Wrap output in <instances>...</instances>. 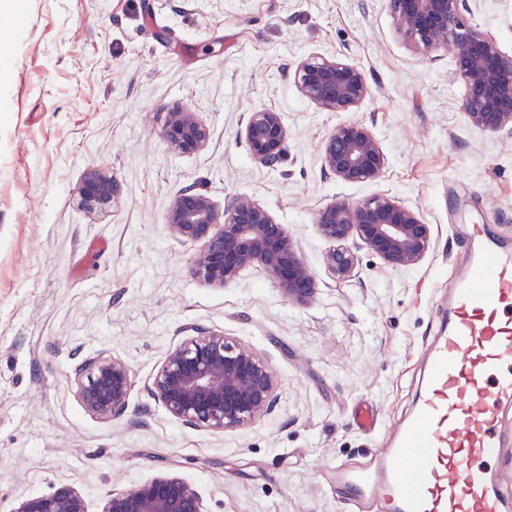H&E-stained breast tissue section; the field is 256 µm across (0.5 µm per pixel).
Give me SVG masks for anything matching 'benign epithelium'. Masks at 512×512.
<instances>
[{"label":"benign epithelium","instance_id":"obj_1","mask_svg":"<svg viewBox=\"0 0 512 512\" xmlns=\"http://www.w3.org/2000/svg\"><path fill=\"white\" fill-rule=\"evenodd\" d=\"M467 0H390L398 33L408 42L431 48L452 47L455 72L464 84L462 109L468 121L488 131L512 129V57L496 43L464 23ZM293 80L301 94L324 112H344L371 94L364 70L341 56L313 55L300 61ZM288 129L282 114L268 108L252 112L240 131L251 158L274 170L283 160ZM160 135L175 154L203 150L209 127L197 112L182 106L166 108ZM324 169L337 180H376L387 158L372 132L361 124H342L327 138ZM123 183L106 167L90 168L79 188V206L106 214L121 199ZM168 233L200 242L204 249L191 267L192 276L211 287L234 282L246 269L266 271L285 297L308 302L315 294L314 276L299 255L288 226L247 195L219 205L211 196L185 188L165 213ZM317 232L335 247L326 255L334 278L350 279L356 254L344 242L356 237L393 268L411 267L431 249L432 228L419 213L395 198L378 195L361 202L336 198L316 215ZM80 400L87 412L118 418L132 387L129 365L114 355H98L76 368ZM155 401L175 421L196 430L224 433L243 427L269 412L275 402V379L268 362L222 331L195 329L172 347L149 386ZM10 512H87L76 488L60 486L49 494L21 500ZM101 512H204L194 488L175 476L156 477L110 494Z\"/></svg>","mask_w":512,"mask_h":512}]
</instances>
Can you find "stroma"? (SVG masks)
<instances>
[{
	"label": "stroma",
	"mask_w": 512,
	"mask_h": 512,
	"mask_svg": "<svg viewBox=\"0 0 512 512\" xmlns=\"http://www.w3.org/2000/svg\"><path fill=\"white\" fill-rule=\"evenodd\" d=\"M466 23L512 56V0H469ZM315 54L348 58L371 95L322 112L290 72ZM448 47L396 31L389 0H0V512L62 485L89 512L107 495L176 476L205 512H350L324 475L376 455L413 411L435 307L468 261L462 227L512 245V130L470 124ZM173 104L198 112L208 146L176 156L160 136ZM261 108L288 128L279 168L256 165L239 131ZM359 123L388 158L372 182L336 180L322 148ZM106 166L125 191L83 212L85 171ZM192 187L215 201L247 194L287 225L315 279L288 300L250 268L221 287L190 267L202 244L171 238L170 200ZM388 195L431 224L416 266L358 248L351 280L325 264L317 211L336 198ZM224 331L270 364L273 410L225 433L191 429L151 397V378L191 328ZM125 359L124 416L79 398L75 369ZM374 428L359 427L358 407Z\"/></svg>",
	"instance_id": "obj_1"
}]
</instances>
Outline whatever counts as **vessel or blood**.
I'll list each match as a JSON object with an SVG mask.
<instances>
[{"mask_svg": "<svg viewBox=\"0 0 512 512\" xmlns=\"http://www.w3.org/2000/svg\"><path fill=\"white\" fill-rule=\"evenodd\" d=\"M469 260L437 307L447 335L426 355L415 408L378 458L328 470L350 504L384 512H505L488 463L501 446L500 409L512 404V251L485 225L465 230Z\"/></svg>", "mask_w": 512, "mask_h": 512, "instance_id": "1", "label": "vessel or blood"}]
</instances>
